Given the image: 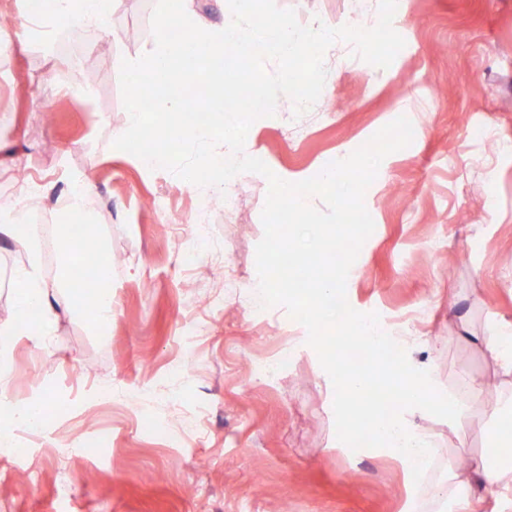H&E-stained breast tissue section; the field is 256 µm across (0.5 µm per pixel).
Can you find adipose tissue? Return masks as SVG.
I'll use <instances>...</instances> for the list:
<instances>
[{"label": "adipose tissue", "instance_id": "obj_1", "mask_svg": "<svg viewBox=\"0 0 512 512\" xmlns=\"http://www.w3.org/2000/svg\"><path fill=\"white\" fill-rule=\"evenodd\" d=\"M112 0H54L53 13L48 20L52 27H70L97 24L102 16L111 14ZM39 205L38 199L22 197L10 204L11 218L0 221V240L12 243L26 255V261L15 272V319L1 326V336L18 335L25 325L32 308L42 314V335L50 337L59 311L87 313L89 322L96 330H103L112 323L111 254L96 237L84 242L86 250L97 259L100 289L88 292L84 283L73 277V267L79 261L71 237L59 234L55 239L58 257V276L46 281L41 273L38 249L21 233L25 218ZM94 305V312H87V305ZM512 446V437L506 436L498 425L486 430L485 444L480 456L474 458L464 478L455 487L459 512H466L471 500L478 494L498 490H512V472L490 466V459L500 456L505 448Z\"/></svg>", "mask_w": 512, "mask_h": 512}]
</instances>
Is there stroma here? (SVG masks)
<instances>
[{"label":"stroma","instance_id":"35a3bbf8","mask_svg":"<svg viewBox=\"0 0 512 512\" xmlns=\"http://www.w3.org/2000/svg\"><path fill=\"white\" fill-rule=\"evenodd\" d=\"M155 4L118 0L110 54L83 61L95 74L88 94L68 88L78 73L59 43L94 45L97 29H58L51 42L22 46L0 32V205L15 201L18 170L39 169L43 203L24 232L42 246V275L52 281L58 261L45 250L46 229L67 221L65 185L89 180L93 233L122 256L106 333L60 313L45 356L35 312L25 335H0V387L11 402L54 407L24 448L0 454V512H266L272 501L286 512H456L448 496L461 474L456 460L479 455L487 403L512 393V380L472 341L512 325V151L490 149L512 143V0H403L396 19L405 46L389 67L328 49L317 102L256 120L245 146L299 182L398 117L416 127L365 194L375 228L346 297L363 313L406 315L398 333L410 363L471 405L460 433L425 411L406 412L410 428L434 441L419 482L393 452L338 440L334 388L306 328L285 307L260 309L255 250L267 179L238 176L237 212L212 211L210 243L186 264L180 239L205 189L113 148L126 118L121 61L151 48ZM276 4L302 25L336 28L350 24L358 0ZM435 84L443 97L432 95ZM162 194L167 213L144 207ZM193 322L204 325L199 335L186 333ZM284 348L286 369L254 373ZM475 383L484 392L472 403Z\"/></svg>","mask_w":512,"mask_h":512}]
</instances>
